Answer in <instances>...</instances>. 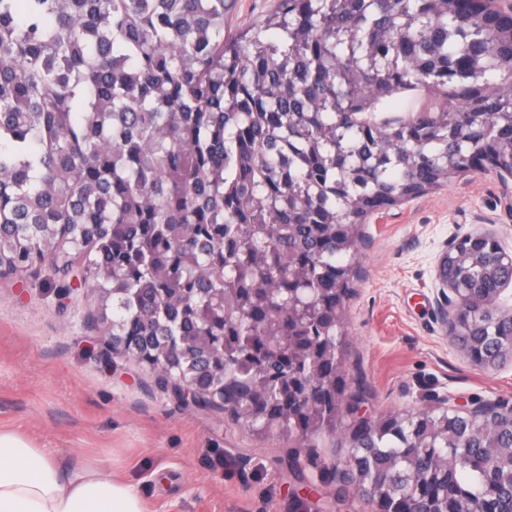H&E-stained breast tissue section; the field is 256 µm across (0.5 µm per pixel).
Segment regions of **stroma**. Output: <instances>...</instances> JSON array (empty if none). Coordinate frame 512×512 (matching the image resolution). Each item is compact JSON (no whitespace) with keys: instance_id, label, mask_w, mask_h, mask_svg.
I'll return each mask as SVG.
<instances>
[{"instance_id":"35a3bbf8","label":"stroma","mask_w":512,"mask_h":512,"mask_svg":"<svg viewBox=\"0 0 512 512\" xmlns=\"http://www.w3.org/2000/svg\"><path fill=\"white\" fill-rule=\"evenodd\" d=\"M473 231L512 252V179L468 172L362 225L345 343L351 375L364 380L361 415L446 395L512 404V359L475 366L435 310L438 259L450 238ZM62 283L45 267L0 278L1 426L102 464L137 487L147 512H369L334 477L350 457L343 434L313 449L258 436L222 412L184 406L133 361L106 369L90 290ZM293 450L302 467L287 466Z\"/></svg>"}]
</instances>
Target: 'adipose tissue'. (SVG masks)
Returning a JSON list of instances; mask_svg holds the SVG:
<instances>
[{"mask_svg":"<svg viewBox=\"0 0 512 512\" xmlns=\"http://www.w3.org/2000/svg\"><path fill=\"white\" fill-rule=\"evenodd\" d=\"M0 512H145L131 483L0 428Z\"/></svg>","mask_w":512,"mask_h":512,"instance_id":"adipose-tissue-1","label":"adipose tissue"}]
</instances>
